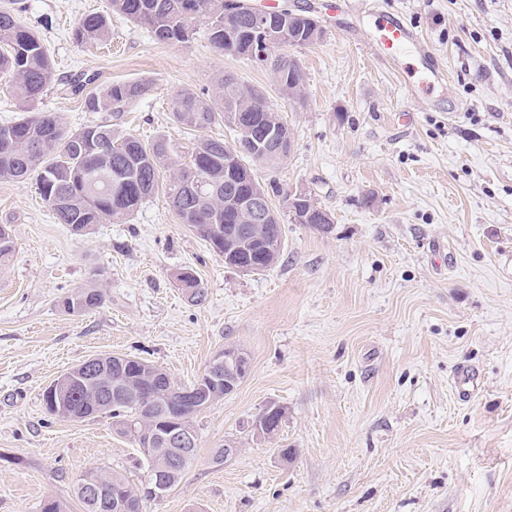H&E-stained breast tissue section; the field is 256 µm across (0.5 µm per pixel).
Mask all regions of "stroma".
<instances>
[{
    "label": "stroma",
    "mask_w": 512,
    "mask_h": 512,
    "mask_svg": "<svg viewBox=\"0 0 512 512\" xmlns=\"http://www.w3.org/2000/svg\"><path fill=\"white\" fill-rule=\"evenodd\" d=\"M257 0L313 15L324 36L295 49L304 99L271 67L218 53L205 26L161 44L113 14L110 0H0L42 40L55 76L42 100L70 129L104 121L86 95L147 77L153 95L119 119L143 142L166 135L188 157L223 123L186 129L170 98L214 94L229 72L261 89L292 145L254 165L283 224L276 265L253 275L224 263L163 195L126 222L73 235L34 183L0 181V224L17 244L0 265V512L56 499L95 467L144 482L140 448L109 415L66 420L44 392L100 355H130L174 381L199 378L234 346L249 357L238 389L197 414L195 460L144 512H512V0ZM107 15L110 45H78L86 14ZM402 14L445 69L432 95H407L367 47L371 16ZM308 188L334 224L295 223L286 196ZM192 268L206 298L174 275ZM97 282L105 303L66 312L61 297ZM479 392L462 401L458 364ZM283 412L270 438L253 429ZM239 452L217 465L225 440ZM293 455L282 458L281 449ZM454 384L458 397L470 399L473 391L478 387V375L470 366H459L454 374Z\"/></svg>",
    "instance_id": "35a3bbf8"
}]
</instances>
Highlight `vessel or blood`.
<instances>
[{"mask_svg":"<svg viewBox=\"0 0 512 512\" xmlns=\"http://www.w3.org/2000/svg\"><path fill=\"white\" fill-rule=\"evenodd\" d=\"M368 45L386 59L396 74L403 76L408 92L430 93L446 82L443 69L419 32L396 16H376L369 28ZM454 384L458 397L470 398L478 385V375L472 367L459 366Z\"/></svg>","mask_w":512,"mask_h":512,"instance_id":"vessel-or-blood-1","label":"vessel or blood"}]
</instances>
